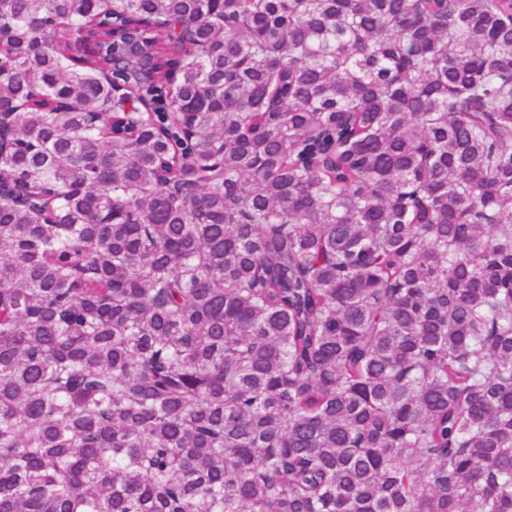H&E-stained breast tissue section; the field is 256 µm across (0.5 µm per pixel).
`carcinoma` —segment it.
I'll list each match as a JSON object with an SVG mask.
<instances>
[{"mask_svg": "<svg viewBox=\"0 0 512 512\" xmlns=\"http://www.w3.org/2000/svg\"><path fill=\"white\" fill-rule=\"evenodd\" d=\"M0 41V512H512V0ZM122 58V62L131 70L134 77H140L144 73V52L141 43L136 38H129L116 50Z\"/></svg>", "mask_w": 512, "mask_h": 512, "instance_id": "cac0c4a2", "label": "carcinoma"}]
</instances>
